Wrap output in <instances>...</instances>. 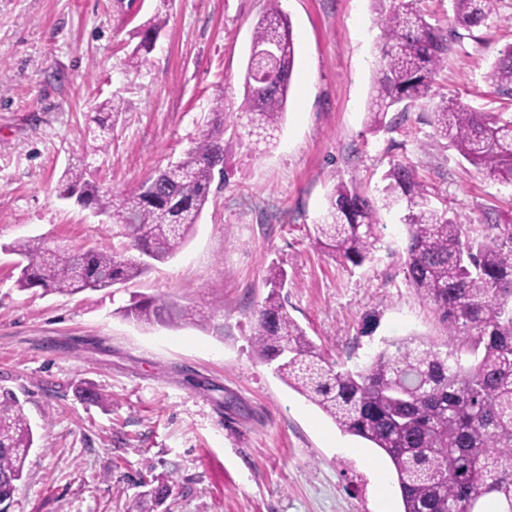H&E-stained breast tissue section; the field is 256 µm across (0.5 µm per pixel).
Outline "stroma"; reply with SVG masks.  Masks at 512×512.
Here are the masks:
<instances>
[{"mask_svg":"<svg viewBox=\"0 0 512 512\" xmlns=\"http://www.w3.org/2000/svg\"><path fill=\"white\" fill-rule=\"evenodd\" d=\"M268 0H0V387L36 433L8 512H126L144 483L177 482L170 512H400L389 460L343 434L288 388L251 344L270 264L288 274L289 315L339 364L382 339L445 341L405 278L400 210L382 216L371 261L346 266L315 243L333 185L369 194L400 162L434 206L463 224L512 217V187L436 135L432 114L455 97L511 112L486 75L512 45V0L487 26L459 28L450 0H421L452 50L427 97L379 131L368 105L379 53V0H278L295 65L277 145L238 140L236 116L253 32ZM164 26L143 65L129 55L153 18ZM120 104L103 151L89 156L86 115ZM223 100L227 175L172 259L127 284L75 295L17 290L5 245H119L94 206L58 196L68 165L122 196L207 132ZM212 313L211 326H144L117 309L131 296ZM94 388L102 404L85 400Z\"/></svg>","mask_w":512,"mask_h":512,"instance_id":"1","label":"stroma"}]
</instances>
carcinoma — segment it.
Masks as SVG:
<instances>
[{"label": "carcinoma", "instance_id": "cac0c4a2", "mask_svg": "<svg viewBox=\"0 0 512 512\" xmlns=\"http://www.w3.org/2000/svg\"><path fill=\"white\" fill-rule=\"evenodd\" d=\"M271 7L256 23L252 43L278 47L272 72L260 77L248 60L244 76L248 142L276 146L294 67L290 22ZM498 0H451L456 24L471 30L488 24ZM160 19L144 25L130 60L153 50ZM380 55L375 63L370 126L379 129L390 111L405 112L427 96L448 61V35L432 26L418 0H390L379 19ZM487 81L512 96V47L502 51ZM100 105L91 117L103 139L110 113ZM211 131L183 158L119 200L69 168L59 197L96 205L139 251V257L108 248L60 249L19 238L5 247L18 256L15 284L61 294L100 290L131 282L151 262L172 258L192 235L209 201L214 178L224 177V101L212 109ZM433 128L460 156L499 183L512 186V115L479 112L444 98L433 112ZM373 200L340 182L328 196L314 238L329 255L354 267L371 260L381 242L383 210L405 203L408 234L405 275L446 329L439 345L411 333L382 341L363 364L337 368L293 320L282 290L286 272L267 269L269 291L255 311L252 344L257 357L276 364L288 387L322 410L348 435L382 451L396 475L401 512H512V224L465 227L448 210L433 207L410 167L395 163ZM118 313L144 325L209 324L210 316L158 299L132 300ZM35 443L29 417L14 393L0 389V512H7L23 479ZM172 476L139 492L127 512H159L173 497Z\"/></svg>", "mask_w": 512, "mask_h": 512}]
</instances>
